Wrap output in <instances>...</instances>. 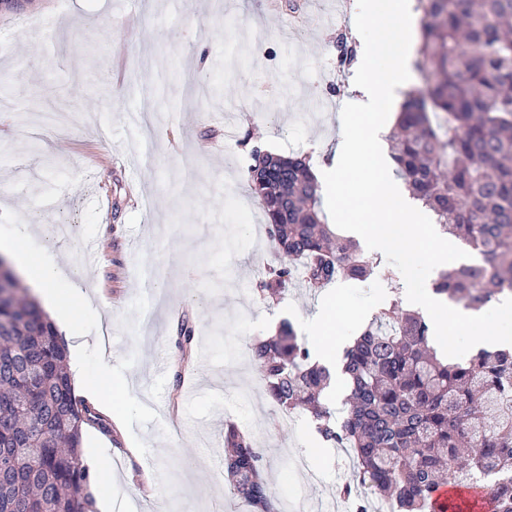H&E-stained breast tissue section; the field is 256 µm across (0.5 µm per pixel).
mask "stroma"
Returning <instances> with one entry per match:
<instances>
[{
  "label": "stroma",
  "instance_id": "1",
  "mask_svg": "<svg viewBox=\"0 0 512 512\" xmlns=\"http://www.w3.org/2000/svg\"><path fill=\"white\" fill-rule=\"evenodd\" d=\"M336 9L337 0H0L10 37L0 47V239L31 225L36 251L108 300L111 356L95 342L98 311L78 320L75 395L86 399L106 366L126 383L120 445L80 450L89 469L111 466V485L92 491L117 512H251L224 470L228 423L263 449L286 512H321L333 498L352 510L337 497L345 451L318 447L305 417L273 408L247 347L285 320L314 342L315 317L336 292L348 312L336 331L354 336L395 289L376 276L259 300L253 283L278 255L239 144L249 135L270 153L332 166L341 109L358 99L353 82L336 89ZM146 56L155 111L141 133L125 114L140 103L143 84L130 74ZM52 224L70 236L50 237ZM90 240L100 250L92 268ZM184 316L208 361L189 366L174 409L171 336Z\"/></svg>",
  "mask_w": 512,
  "mask_h": 512
}]
</instances>
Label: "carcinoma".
Returning a JSON list of instances; mask_svg holds the SVG:
<instances>
[{
  "label": "carcinoma",
  "instance_id": "1",
  "mask_svg": "<svg viewBox=\"0 0 512 512\" xmlns=\"http://www.w3.org/2000/svg\"><path fill=\"white\" fill-rule=\"evenodd\" d=\"M422 39L415 67L426 89L405 96L390 136L396 173L444 232L479 260L438 273L433 292L479 309L512 294V0H416ZM247 178L280 257L256 283L278 299L300 280L323 288L339 278L365 282L381 259L320 217L318 185L307 158L266 184L256 179L262 151L251 148ZM0 452L16 448L0 474V512H90L91 476L78 447L83 426L109 424L77 403L65 370L67 348L35 300L5 274L0 290ZM195 322L176 325L175 348H196ZM423 316L394 300L342 355L341 414L321 402L331 373L288 321L248 347L269 401L284 413L308 412L316 440L346 448L355 469L342 493L361 492L393 512H430L434 493L486 485L493 512H512V349H481L449 363L431 346ZM263 456L233 425L224 429V467L236 495L259 512H283L262 478Z\"/></svg>",
  "mask_w": 512,
  "mask_h": 512
}]
</instances>
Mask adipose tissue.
Wrapping results in <instances>:
<instances>
[{"label": "adipose tissue", "mask_w": 512, "mask_h": 512, "mask_svg": "<svg viewBox=\"0 0 512 512\" xmlns=\"http://www.w3.org/2000/svg\"><path fill=\"white\" fill-rule=\"evenodd\" d=\"M32 232L24 230L7 242L4 251L21 271L26 273L29 283L39 296L45 312L59 326L64 327L70 342V364L72 372L80 370V352L82 344L79 340L75 321L78 316L95 305L93 294L80 288L65 287L67 270L63 263L41 256L31 249Z\"/></svg>", "instance_id": "1"}]
</instances>
